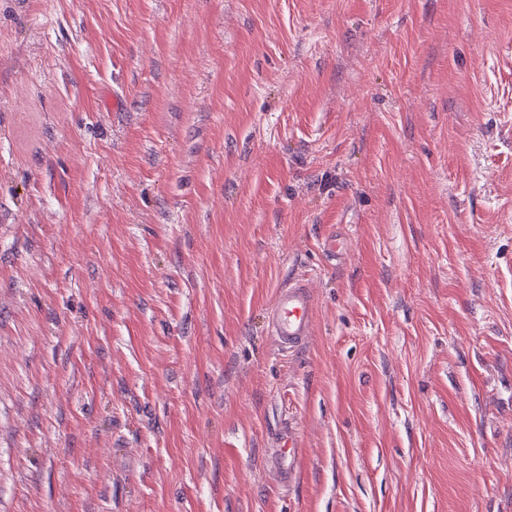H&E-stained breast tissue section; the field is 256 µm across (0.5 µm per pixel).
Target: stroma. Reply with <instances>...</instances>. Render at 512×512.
Returning a JSON list of instances; mask_svg holds the SVG:
<instances>
[{
	"mask_svg": "<svg viewBox=\"0 0 512 512\" xmlns=\"http://www.w3.org/2000/svg\"><path fill=\"white\" fill-rule=\"evenodd\" d=\"M0 512H512V0H0ZM316 306L302 280L288 282L275 296L268 313L269 332L283 350L305 344L314 331ZM274 465L281 477L296 478L305 468L304 452L301 446L300 432L293 423H288L276 438L273 451Z\"/></svg>",
	"mask_w": 512,
	"mask_h": 512,
	"instance_id": "stroma-1",
	"label": "stroma"
}]
</instances>
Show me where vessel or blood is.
Masks as SVG:
<instances>
[{"mask_svg":"<svg viewBox=\"0 0 512 512\" xmlns=\"http://www.w3.org/2000/svg\"><path fill=\"white\" fill-rule=\"evenodd\" d=\"M315 316L316 306L307 286L300 280L289 282L278 291L268 313L269 332L281 349H294L313 333ZM273 454L280 475L294 478L303 472L304 452L295 425L280 431Z\"/></svg>","mask_w":512,"mask_h":512,"instance_id":"b4317fda","label":"vessel or blood"}]
</instances>
